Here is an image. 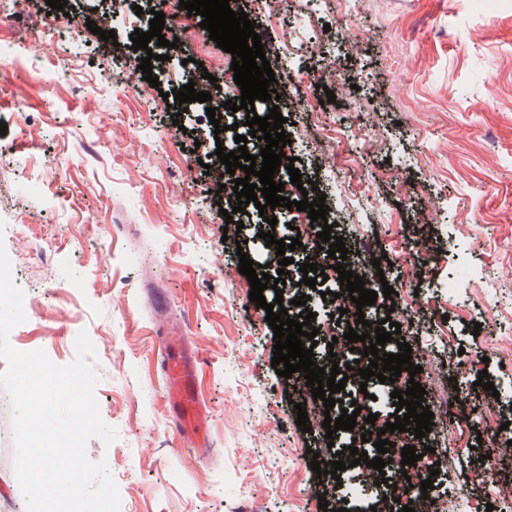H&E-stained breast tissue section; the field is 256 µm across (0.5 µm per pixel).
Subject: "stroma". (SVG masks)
I'll use <instances>...</instances> for the list:
<instances>
[{
  "instance_id": "35a3bbf8",
  "label": "stroma",
  "mask_w": 512,
  "mask_h": 512,
  "mask_svg": "<svg viewBox=\"0 0 512 512\" xmlns=\"http://www.w3.org/2000/svg\"><path fill=\"white\" fill-rule=\"evenodd\" d=\"M172 0H25L0 18V231L26 320L10 334L21 351L71 363L87 331L95 394L117 438L87 443L106 460L120 512H319L336 484L319 482L299 430L290 383L272 366L274 333L250 302L238 251L276 262L258 209L224 235L205 104L163 93L232 58L197 19L189 41L144 81L130 36ZM122 13L115 40L86 23ZM268 41L283 30L302 43L321 35L327 55L271 61L277 81L307 72L315 104L291 112L289 146L350 241L386 256L384 281L409 323L415 377L426 391L467 390L449 407L458 454L436 476L451 512H486L495 482L481 485L471 449L492 447L491 428L512 422V0H336L312 14L296 0L287 20L261 18ZM122 55H114V45ZM348 83L326 102V66ZM139 86L118 98L116 80ZM331 137L340 163L315 151ZM388 180H379L381 171ZM424 307H417L416 297ZM197 347L198 391L210 413L211 450L184 445L160 366L163 326ZM474 353L467 373L454 356ZM490 351L488 361L477 355ZM488 372L495 392L477 386ZM12 407L0 388V512H25L14 475Z\"/></svg>"
}]
</instances>
